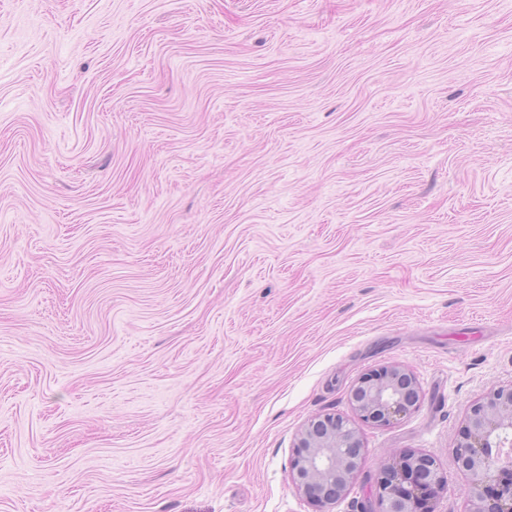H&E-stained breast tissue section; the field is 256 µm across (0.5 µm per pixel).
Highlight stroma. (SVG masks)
<instances>
[{
    "label": "stroma",
    "instance_id": "stroma-1",
    "mask_svg": "<svg viewBox=\"0 0 512 512\" xmlns=\"http://www.w3.org/2000/svg\"><path fill=\"white\" fill-rule=\"evenodd\" d=\"M412 372L387 426L350 390ZM512 385V0H0V512H316L300 429L452 449ZM356 414L366 423L389 425L410 412L420 399L416 379L399 366H381L363 374L351 389Z\"/></svg>",
    "mask_w": 512,
    "mask_h": 512
}]
</instances>
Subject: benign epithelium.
<instances>
[{"instance_id":"benign-epithelium-1","label":"benign epithelium","mask_w":512,"mask_h":512,"mask_svg":"<svg viewBox=\"0 0 512 512\" xmlns=\"http://www.w3.org/2000/svg\"><path fill=\"white\" fill-rule=\"evenodd\" d=\"M350 399L364 422L386 426L416 406L420 388L405 369L381 366L357 380ZM362 448L358 429L342 416L320 414L305 424L291 461L292 482L317 512H327L346 494L359 471ZM452 453L471 477L466 488L470 512H512V384L471 406ZM444 486L431 456L404 452L380 470L372 495L379 512H434L428 495H438Z\"/></svg>"}]
</instances>
